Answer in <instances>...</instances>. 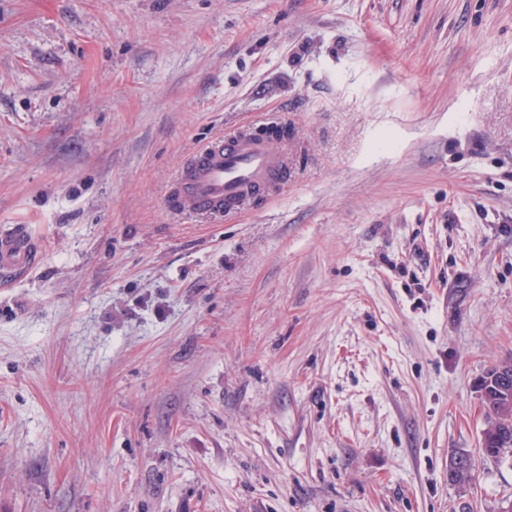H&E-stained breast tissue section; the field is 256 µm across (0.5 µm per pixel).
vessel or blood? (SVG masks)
Masks as SVG:
<instances>
[{
  "label": "vessel or blood",
  "mask_w": 512,
  "mask_h": 512,
  "mask_svg": "<svg viewBox=\"0 0 512 512\" xmlns=\"http://www.w3.org/2000/svg\"><path fill=\"white\" fill-rule=\"evenodd\" d=\"M288 176V144L254 129L224 135L191 154L171 187L167 204L177 213L232 214ZM42 244L24 226L0 234V279L33 267Z\"/></svg>",
  "instance_id": "1"
}]
</instances>
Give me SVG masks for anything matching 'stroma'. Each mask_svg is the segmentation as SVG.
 <instances>
[{"instance_id":"1","label":"stroma","mask_w":512,"mask_h":512,"mask_svg":"<svg viewBox=\"0 0 512 512\" xmlns=\"http://www.w3.org/2000/svg\"><path fill=\"white\" fill-rule=\"evenodd\" d=\"M288 125L233 217L165 205ZM0 512H505L512 0H0ZM474 479L448 482V456ZM288 177V141L259 128L217 138L191 154L171 187L167 204L177 213L232 214ZM42 244L33 239L24 226L17 225L0 234V279L12 280L23 275L42 257ZM497 365H494L487 372L494 370L497 368ZM512 376V363L508 362L506 364L501 365L494 372H489L484 378L480 379L478 384V389L480 393V397L483 400H487V396L489 392H493L496 395L504 396L506 400L509 401V406L512 405V394L511 399L508 394V378L509 375ZM483 409L488 426L496 425L499 440L503 443L497 446V443L490 444L488 448L480 446V453L488 459H500L506 454L512 453V412L506 416L499 404L494 401H482Z\"/></svg>"}]
</instances>
